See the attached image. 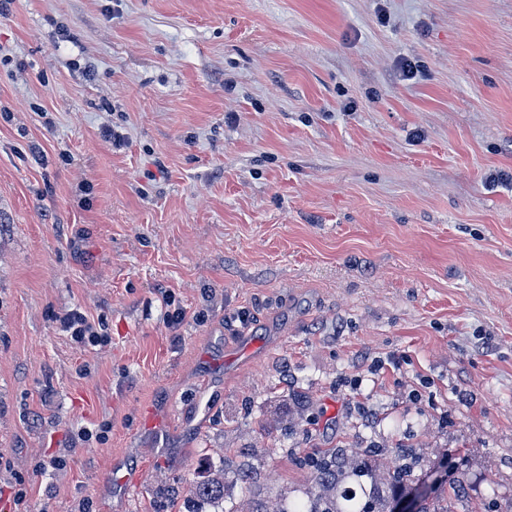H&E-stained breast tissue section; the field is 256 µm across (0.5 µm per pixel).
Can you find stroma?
<instances>
[{"instance_id": "35a3bbf8", "label": "stroma", "mask_w": 512, "mask_h": 512, "mask_svg": "<svg viewBox=\"0 0 512 512\" xmlns=\"http://www.w3.org/2000/svg\"><path fill=\"white\" fill-rule=\"evenodd\" d=\"M510 170L512 0H13L0 512H258L404 445L512 512ZM60 321L65 331L69 332L77 342H83L85 339L88 341L89 339L92 341L98 339L99 333L81 312L70 311L60 317Z\"/></svg>"}]
</instances>
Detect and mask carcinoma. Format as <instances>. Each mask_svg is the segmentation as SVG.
Here are the masks:
<instances>
[{
  "label": "carcinoma",
  "mask_w": 512,
  "mask_h": 512,
  "mask_svg": "<svg viewBox=\"0 0 512 512\" xmlns=\"http://www.w3.org/2000/svg\"><path fill=\"white\" fill-rule=\"evenodd\" d=\"M314 484L302 496L277 499L271 512H394V506L410 498L418 501L417 512H453L447 497H419L411 471L397 468L382 480L377 475L371 451L361 448H332L313 460ZM194 494L204 499L224 497L219 477L202 480Z\"/></svg>",
  "instance_id": "carcinoma-1"
}]
</instances>
